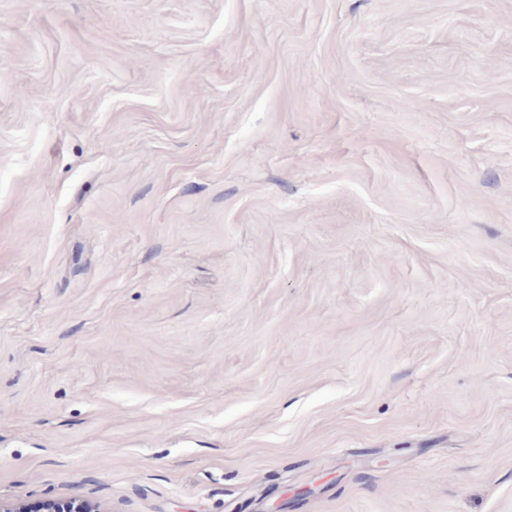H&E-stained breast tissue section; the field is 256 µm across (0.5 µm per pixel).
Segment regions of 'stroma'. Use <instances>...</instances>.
<instances>
[{
    "label": "stroma",
    "mask_w": 512,
    "mask_h": 512,
    "mask_svg": "<svg viewBox=\"0 0 512 512\" xmlns=\"http://www.w3.org/2000/svg\"><path fill=\"white\" fill-rule=\"evenodd\" d=\"M512 512V0H0V505Z\"/></svg>",
    "instance_id": "35a3bbf8"
}]
</instances>
